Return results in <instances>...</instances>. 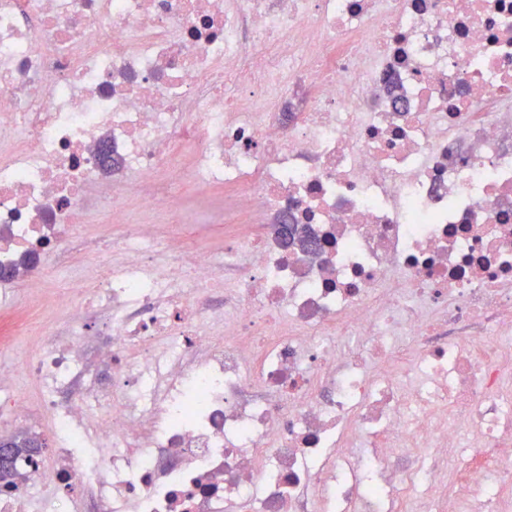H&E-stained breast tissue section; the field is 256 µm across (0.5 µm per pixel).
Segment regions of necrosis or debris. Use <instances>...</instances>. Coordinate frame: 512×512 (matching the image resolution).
Listing matches in <instances>:
<instances>
[{"mask_svg":"<svg viewBox=\"0 0 512 512\" xmlns=\"http://www.w3.org/2000/svg\"><path fill=\"white\" fill-rule=\"evenodd\" d=\"M187 181L223 251L82 236ZM47 307L0 512H512V0H0V335ZM17 430H24L15 428L12 426H0V435L6 436ZM28 431V430H27ZM27 431H19L9 436H6L8 439L0 438V442L7 443L14 448L13 458L10 464V467L7 470H4V473H7L5 476H12L13 474L16 477L20 476V471L18 470L19 465H32L35 464V457L40 455V450L43 448V442L40 439H37L35 436L30 434Z\"/></svg>","mask_w":512,"mask_h":512,"instance_id":"1","label":"necrosis or debris"}]
</instances>
